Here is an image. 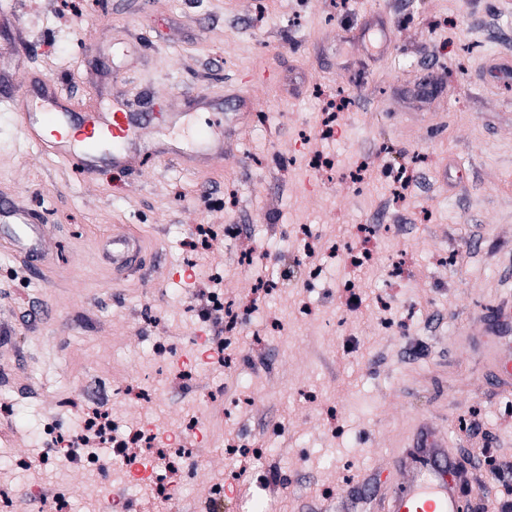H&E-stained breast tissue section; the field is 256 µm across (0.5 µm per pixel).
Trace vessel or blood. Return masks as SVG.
I'll list each match as a JSON object with an SVG mask.
<instances>
[{
  "label": "vessel or blood",
  "mask_w": 512,
  "mask_h": 512,
  "mask_svg": "<svg viewBox=\"0 0 512 512\" xmlns=\"http://www.w3.org/2000/svg\"><path fill=\"white\" fill-rule=\"evenodd\" d=\"M67 100L61 82L47 77L39 80L33 93L15 86L9 93L0 92V105L15 110L24 139L41 152L71 161L81 173H94L103 160L120 172L138 158L135 113L115 109L77 118L67 109ZM197 136L203 143L197 159H223V132L202 127ZM0 222L14 227L8 238L13 250L41 264L47 261L42 247L44 229L31 209L1 202ZM484 333L498 337L497 371L512 379V299L496 307ZM392 468L397 484L377 498L376 512H468L467 471L449 453L446 434L432 424L420 423L411 452L395 458Z\"/></svg>",
  "instance_id": "1"
}]
</instances>
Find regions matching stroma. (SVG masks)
I'll return each mask as SVG.
<instances>
[{"label": "stroma", "mask_w": 512, "mask_h": 512, "mask_svg": "<svg viewBox=\"0 0 512 512\" xmlns=\"http://www.w3.org/2000/svg\"><path fill=\"white\" fill-rule=\"evenodd\" d=\"M20 80L59 77L77 112L124 103L142 112L140 166L82 175L25 142L0 105V199L44 224L51 266L0 245V488L26 512L67 492L88 512L97 473L51 462L53 430L78 412L58 399L90 385L157 384V336L194 354L224 329L202 285L227 299L260 279L264 312L241 313L231 366L206 370L221 409L171 387L115 414L164 428L194 413L203 434L190 497L223 484L224 512L255 497L279 512H374L393 456L418 418L437 422L472 475L475 512L512 508V388L493 382V338L470 327L512 292V0H13ZM459 55L449 58L446 49ZM348 105L336 138L319 135L327 102ZM262 122H255V113ZM219 121L226 154L212 164L158 163L172 140ZM323 154V174L308 158ZM429 166L375 258L351 267L357 225L386 218L402 165ZM223 232L208 261L186 266L195 225ZM311 225L326 267L305 283L296 225ZM251 233L244 266L231 235ZM142 239L141 269L113 270L106 238ZM274 447L260 468L229 458L231 440ZM499 451L479 474L485 449ZM28 461L18 468L17 458Z\"/></svg>", "instance_id": "35a3bbf8"}]
</instances>
